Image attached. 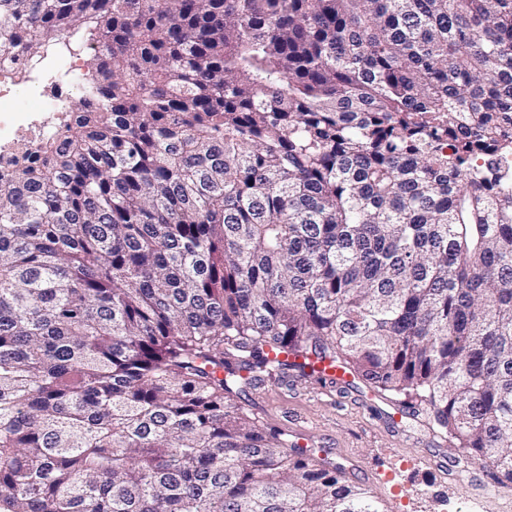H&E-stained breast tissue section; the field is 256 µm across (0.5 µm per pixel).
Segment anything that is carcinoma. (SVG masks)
Listing matches in <instances>:
<instances>
[{"label":"carcinoma","mask_w":512,"mask_h":512,"mask_svg":"<svg viewBox=\"0 0 512 512\" xmlns=\"http://www.w3.org/2000/svg\"><path fill=\"white\" fill-rule=\"evenodd\" d=\"M63 45L79 120L0 177V512H383L238 402L286 350L512 483V0H0ZM278 359L281 362H287L288 364H297L298 366H304V370L306 372H309L311 369H315L317 371H324L325 374L329 377L336 376L338 379H345L348 376V374L345 373L343 369L339 367H332L329 360L315 364H312V362L306 363L303 357L295 356L289 353H281L278 356Z\"/></svg>","instance_id":"cac0c4a2"}]
</instances>
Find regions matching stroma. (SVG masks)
Returning <instances> with one entry per match:
<instances>
[{"mask_svg": "<svg viewBox=\"0 0 512 512\" xmlns=\"http://www.w3.org/2000/svg\"><path fill=\"white\" fill-rule=\"evenodd\" d=\"M241 401L277 429L304 425L319 448H335L350 480L384 512H512V483L499 482L436 433L416 402L358 378L318 382L289 371L287 384L245 386Z\"/></svg>", "mask_w": 512, "mask_h": 512, "instance_id": "1", "label": "stroma"}]
</instances>
